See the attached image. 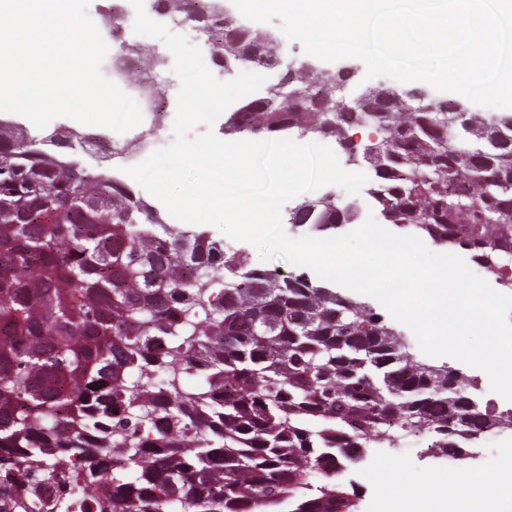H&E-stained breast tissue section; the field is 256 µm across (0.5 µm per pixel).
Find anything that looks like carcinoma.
<instances>
[{
    "mask_svg": "<svg viewBox=\"0 0 512 512\" xmlns=\"http://www.w3.org/2000/svg\"><path fill=\"white\" fill-rule=\"evenodd\" d=\"M157 3L198 27L224 73L268 76L226 134L334 141L374 173L385 223L512 288V115H439L387 86L332 111L349 73L283 64L219 0ZM368 126L378 139L356 140ZM355 217L332 195L288 211L321 233ZM470 388L357 300L254 268L124 180L0 127V512H42L45 487L58 512H357L339 476L369 444L418 432L452 453L512 423L488 403L469 414Z\"/></svg>",
    "mask_w": 512,
    "mask_h": 512,
    "instance_id": "1",
    "label": "carcinoma"
}]
</instances>
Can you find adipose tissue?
Here are the masks:
<instances>
[{
  "label": "adipose tissue",
  "instance_id": "obj_1",
  "mask_svg": "<svg viewBox=\"0 0 512 512\" xmlns=\"http://www.w3.org/2000/svg\"><path fill=\"white\" fill-rule=\"evenodd\" d=\"M478 497L492 499L495 512H512V478L506 476L500 484L487 486L456 475L449 477L447 483L422 489L420 501L424 512L436 505L442 506L444 512H467L470 501Z\"/></svg>",
  "mask_w": 512,
  "mask_h": 512
}]
</instances>
